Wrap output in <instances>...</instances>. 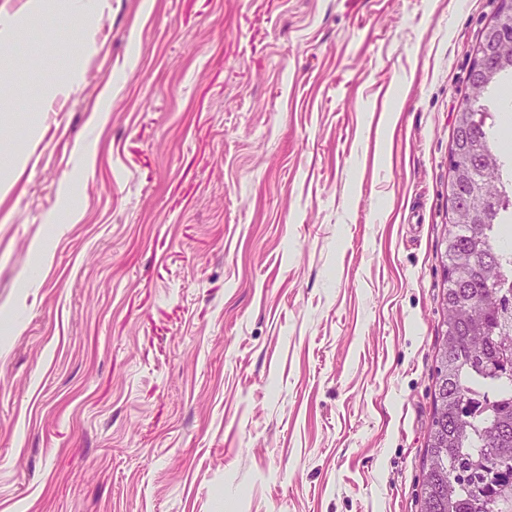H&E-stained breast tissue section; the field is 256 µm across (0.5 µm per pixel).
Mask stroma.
I'll return each mask as SVG.
<instances>
[{
	"instance_id": "35a3bbf8",
	"label": "stroma",
	"mask_w": 512,
	"mask_h": 512,
	"mask_svg": "<svg viewBox=\"0 0 512 512\" xmlns=\"http://www.w3.org/2000/svg\"><path fill=\"white\" fill-rule=\"evenodd\" d=\"M498 5L0 0V512H420Z\"/></svg>"
}]
</instances>
